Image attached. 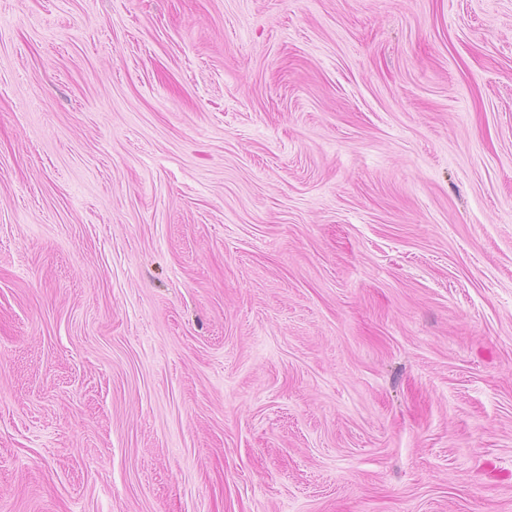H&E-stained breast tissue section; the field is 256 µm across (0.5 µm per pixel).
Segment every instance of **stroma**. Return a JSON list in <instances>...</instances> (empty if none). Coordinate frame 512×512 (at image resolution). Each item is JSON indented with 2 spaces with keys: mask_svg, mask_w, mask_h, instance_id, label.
I'll list each match as a JSON object with an SVG mask.
<instances>
[{
  "mask_svg": "<svg viewBox=\"0 0 512 512\" xmlns=\"http://www.w3.org/2000/svg\"><path fill=\"white\" fill-rule=\"evenodd\" d=\"M0 512H512V0H0Z\"/></svg>",
  "mask_w": 512,
  "mask_h": 512,
  "instance_id": "1",
  "label": "stroma"
}]
</instances>
